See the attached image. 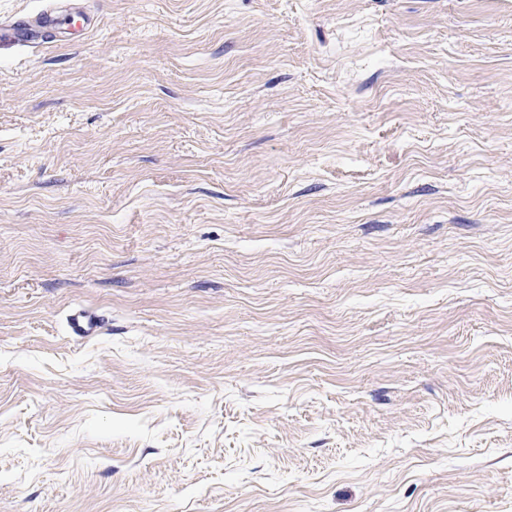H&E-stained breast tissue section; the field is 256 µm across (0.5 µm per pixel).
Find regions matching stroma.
Segmentation results:
<instances>
[{"label": "stroma", "mask_w": 512, "mask_h": 512, "mask_svg": "<svg viewBox=\"0 0 512 512\" xmlns=\"http://www.w3.org/2000/svg\"><path fill=\"white\" fill-rule=\"evenodd\" d=\"M73 3L0 43V512H512V0Z\"/></svg>", "instance_id": "obj_1"}]
</instances>
